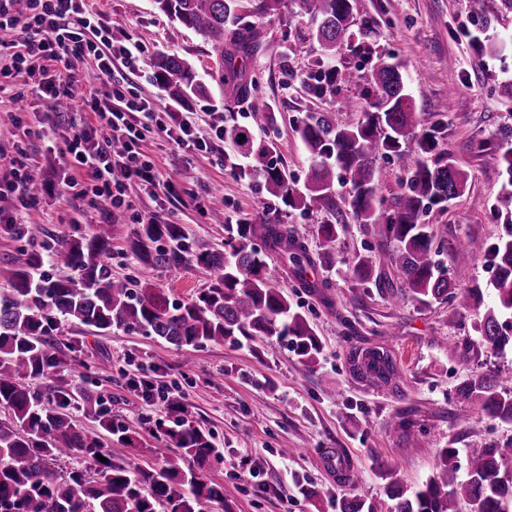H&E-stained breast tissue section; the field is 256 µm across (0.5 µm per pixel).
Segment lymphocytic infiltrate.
I'll use <instances>...</instances> for the list:
<instances>
[{
	"label": "lymphocytic infiltrate",
	"instance_id": "lymphocytic-infiltrate-1",
	"mask_svg": "<svg viewBox=\"0 0 512 512\" xmlns=\"http://www.w3.org/2000/svg\"><path fill=\"white\" fill-rule=\"evenodd\" d=\"M16 0H0V31L18 32L16 40L0 39V55H8L16 69L38 63L58 61L64 57L90 58L99 76L112 81V89L100 91L97 85L79 83L68 75L42 88L50 98L78 97L82 118H71L63 139L62 155L72 169L66 186L89 200L91 208L110 202L113 215L132 211L128 195L130 185L144 192L163 194L169 204L181 203L176 181L163 176L141 141L146 126L164 135L173 149L200 151L204 140L196 136L188 113L173 112L147 98L127 91L123 81L112 71L114 61H121L129 73L140 68L141 50L132 43L116 41L112 26L97 11L87 10L84 0H27L25 12L15 8ZM92 120H85V113ZM0 158L10 165V178L0 181V199L15 198L19 207H33L35 201L26 188L31 165L28 153L20 144L12 149L0 146Z\"/></svg>",
	"mask_w": 512,
	"mask_h": 512
}]
</instances>
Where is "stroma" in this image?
<instances>
[{"mask_svg": "<svg viewBox=\"0 0 512 512\" xmlns=\"http://www.w3.org/2000/svg\"><path fill=\"white\" fill-rule=\"evenodd\" d=\"M107 17H120L117 39H130L142 50L144 63L131 78L139 94L171 105L157 80L154 61L163 55L186 60L207 85L186 110L198 137L212 138L215 113L227 124L249 128L256 139L274 143L275 157L296 185H304L310 165L297 128L312 112L331 113L337 123L356 121L347 106V91L315 95L301 75L321 50L309 33L313 21L290 10L274 15H245L244 21L262 27L264 45L243 61L252 99L234 98L215 76L222 67L211 43L159 12L153 0H88ZM357 12L379 23V36L368 50L345 47L325 67L348 68L370 80L382 59L394 57L403 74L415 111L425 126L443 131L441 146L468 175L463 195L445 208H433L424 218L436 241L444 245L440 261L448 274H459V288H479L482 305L461 307L436 301L422 304L410 295L392 301L378 290L363 292L346 267L355 255L371 257L376 269L388 268L378 253L372 230L346 216L333 245L337 265L319 267L315 277L328 280L325 296L281 285L292 306L303 313L321 342L314 372L304 375L290 345L259 340L207 342L193 351L192 367L183 364L182 352L153 337L122 329L107 335L64 324L62 355H74L64 371L74 376L83 391L103 403L118 424L135 438L125 459L134 468L161 465L169 448L154 423L165 417V406L143 398L139 388L142 367H149L157 384L179 388L194 425L209 431L224 459L204 470L208 479L224 486L223 505L205 512H339L348 494L375 503L387 512L386 483L376 470V459L387 461L405 486H421L436 470L442 449H469L494 444L512 458V423L480 414L463 415L458 387L471 375L499 372L512 390V348L492 350L474 332L486 306L494 301V267L487 247L504 232L512 202L506 187L486 182L482 170L491 148L500 145V132L512 128V52L491 54L479 45L488 36L512 35V15L492 19L483 29L471 16L468 0H356ZM321 59V58H320ZM91 59H66L41 71L13 72L7 83L27 91L25 128H15L0 111V143L24 141L43 182L32 191L35 207L22 214L26 224L44 228L46 241L71 234L73 225L99 223L100 216L63 192L69 175L60 153V140L41 136L48 113L70 115L72 107L36 93L37 84L56 75L86 74ZM268 102L269 111L257 112L253 100ZM206 152L184 154L157 133L149 134L144 150L158 163L162 175L188 190L183 204L171 206L144 194L129 193L145 214L161 213L165 223L179 225L188 245L202 244L223 250L224 227L248 220L266 206L288 224L311 253L323 248L317 236L325 212L292 210L276 205L265 189L261 172L242 178L229 172L243 156L229 140H213ZM224 196V213L213 217L197 207V200L213 192ZM473 249L476 258L465 272H457L456 250ZM112 274L130 280L145 278L171 298L187 300L210 284L208 269L187 255L159 267L143 265L127 249L126 240L112 243ZM385 348L399 372L397 387L372 385L352 375L347 364L351 345ZM409 429L393 428L400 417ZM357 471L358 483L343 481L339 463ZM314 486L316 498L303 495L301 485Z\"/></svg>", "mask_w": 512, "mask_h": 512, "instance_id": "1", "label": "stroma"}]
</instances>
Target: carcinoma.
<instances>
[{
  "label": "carcinoma",
  "instance_id": "1",
  "mask_svg": "<svg viewBox=\"0 0 512 512\" xmlns=\"http://www.w3.org/2000/svg\"><path fill=\"white\" fill-rule=\"evenodd\" d=\"M246 0H154L155 8L210 42L227 64L228 79L237 98L250 95V84L238 66L239 59L263 46L262 30L241 24ZM258 14L280 12L288 3L313 18L311 35L325 55L360 37L358 47L377 35V21L357 17L355 0H255ZM472 16L487 28V0H469ZM156 76L170 97L185 103L205 92L191 66L175 55L155 62ZM325 90L346 86L349 107L360 113L353 125L333 124L323 112L307 117L297 128L311 165L304 190L288 181L285 167L273 160L272 143L255 144L251 132L238 125L224 127V137L253 158L264 175L268 193L290 208L339 213L332 188L342 177L350 185L347 210L359 223L378 232V249H389L388 259L401 282L375 272L373 262L357 255L350 264L352 278L372 284L399 299L398 287L408 288L421 302L455 301L461 305L483 302L482 292L471 288L457 292V284L441 269L435 256L442 245L434 242L430 225L422 217L430 208L460 197L467 174L448 153L438 149L440 129L419 132L422 119L407 93L402 66L381 63L365 84L345 69L325 73ZM415 148L427 159L405 167L407 192L381 210L377 154L403 159ZM512 173V147L493 154L482 174L488 181ZM120 224L107 221L57 239L50 245L54 263L66 270L56 277L44 274L43 230L32 224H1L0 237L26 244L24 258L5 274L0 288V407L11 412L0 423V512H202V507L224 504V486L201 474L219 459L212 435L191 424L182 394L169 397L168 407L180 416L173 425L157 428L174 451L153 469H132L123 461L132 446L128 430L87 393L85 412L110 435L105 445L77 425L66 413L80 391L61 373L66 362L59 356L57 336L61 324L83 325L101 334L112 329L139 332L161 339L179 350L196 349L206 342L247 340L290 343L302 371H314L321 346L307 318L288 301V293L275 283L267 258L277 255L283 272L310 293L323 294L328 282L312 276L316 264L336 265L328 250L336 241L338 222L318 226L324 243L317 256L291 227L261 215L245 224H226L225 246L219 252L199 245L192 250L197 263L211 273V284L193 299L173 300L147 280L130 281L112 275V239ZM182 238L176 224H140L127 239L131 252L147 266L171 264L180 253L164 246ZM496 269L492 283L495 301L476 325L481 341L491 349L512 346V224L487 251ZM349 364L358 378L371 383H391L397 375L393 359L379 350L350 353ZM50 379L47 399L32 391L28 381ZM462 402L487 416L512 423V391L500 384L499 374L488 372L458 388ZM73 454L83 469L61 473L58 458ZM103 456L102 462L98 456ZM457 451H441L436 472L418 489L411 490L393 478V469L376 460L379 476L387 481L391 512H512V464L495 445L473 448L467 455V478L458 481ZM341 512H377V507L357 495L341 500Z\"/></svg>",
  "mask_w": 512,
  "mask_h": 512
}]
</instances>
